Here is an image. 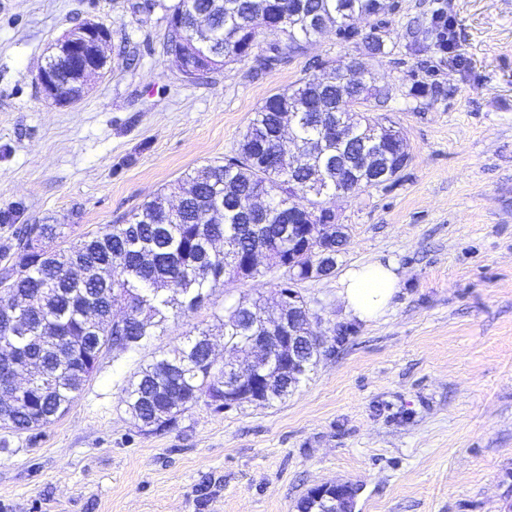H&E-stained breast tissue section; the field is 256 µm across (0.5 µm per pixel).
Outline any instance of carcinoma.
<instances>
[{"label": "carcinoma", "instance_id": "carcinoma-1", "mask_svg": "<svg viewBox=\"0 0 512 512\" xmlns=\"http://www.w3.org/2000/svg\"><path fill=\"white\" fill-rule=\"evenodd\" d=\"M168 11L166 53L173 56L183 77L193 82L233 61L253 59L263 70L302 52L322 36L319 22L336 26L339 35L359 32L347 21L351 13L376 15L385 10L382 0H175ZM208 20L209 39L194 42L201 18ZM271 42L260 49V37ZM369 55H385L380 26L362 35ZM356 57L326 61L321 73L300 78L290 88L269 95L254 112L238 143L236 155L224 163H209L187 174L176 187L180 191L178 213L167 211L166 193L157 194L121 224H105L76 246L58 249L63 224H38L50 250L41 260L27 258V240L0 246V258L12 264L0 273V342L7 340L15 351L40 360L44 376L24 404L0 412L15 431H30L62 416L88 381V368L110 349L136 350L153 330L186 316L224 279H255L264 275L248 271L245 263L254 248L253 218L238 201L254 194L267 195L273 206L268 223L259 229L270 247L267 270L281 272L276 287L305 280L298 272L288 274V252L279 244L288 240L290 224H322L327 204L336 193L353 194L378 186L382 180L362 179L355 163L347 158L336 166V145L320 143L322 126L345 114L349 129L358 130L364 113L381 102L377 76L367 72L354 83L346 72ZM54 72L59 83L73 90L76 76L63 59ZM358 104L352 110L349 105ZM296 114L291 150L298 156L294 168L281 158L277 133L285 116ZM326 263L324 275L336 268V255L322 254L321 243H309L304 263ZM79 266L81 280L68 275ZM112 269V278L99 271ZM15 296L35 301V306L14 320L6 318ZM262 296L242 298L224 310V346L244 351L253 337L268 336L261 319ZM123 309L126 322L112 323V307ZM95 319L85 318L88 309ZM208 334L188 335L184 343L162 353L142 367L124 390L123 402L136 421L154 422L163 429L184 413L177 398H202L224 381L206 351ZM323 353V344L309 346L301 355L296 375L272 379L270 400L282 399L297 387Z\"/></svg>", "mask_w": 512, "mask_h": 512}]
</instances>
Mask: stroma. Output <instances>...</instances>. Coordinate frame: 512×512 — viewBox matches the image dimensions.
<instances>
[{"label":"stroma","mask_w":512,"mask_h":512,"mask_svg":"<svg viewBox=\"0 0 512 512\" xmlns=\"http://www.w3.org/2000/svg\"><path fill=\"white\" fill-rule=\"evenodd\" d=\"M142 2L0 0V245L62 224L66 249L123 222L234 156L261 102L326 60L357 56L378 75V112L410 160L335 204L348 242L335 273L297 286L326 343L295 391L230 410L202 400L163 430L132 419L123 390L143 365L196 328L223 349L225 307L270 295L277 275L225 284L142 348L103 353L62 417L0 426V512H297L336 481L359 486L355 512H512V0H398L379 18L386 55L330 32L272 68L248 59L198 83L164 51V9ZM442 9L454 49L435 33L411 49L408 25ZM89 21L111 33L104 73L53 104L36 73ZM376 258L396 262L399 289L365 323L340 279Z\"/></svg>","instance_id":"stroma-1"}]
</instances>
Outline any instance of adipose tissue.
Wrapping results in <instances>:
<instances>
[{
	"mask_svg": "<svg viewBox=\"0 0 512 512\" xmlns=\"http://www.w3.org/2000/svg\"><path fill=\"white\" fill-rule=\"evenodd\" d=\"M393 260H374L349 268L342 277L339 297L354 318L371 322L384 318L398 290Z\"/></svg>",
	"mask_w": 512,
	"mask_h": 512,
	"instance_id": "1",
	"label": "adipose tissue"
}]
</instances>
